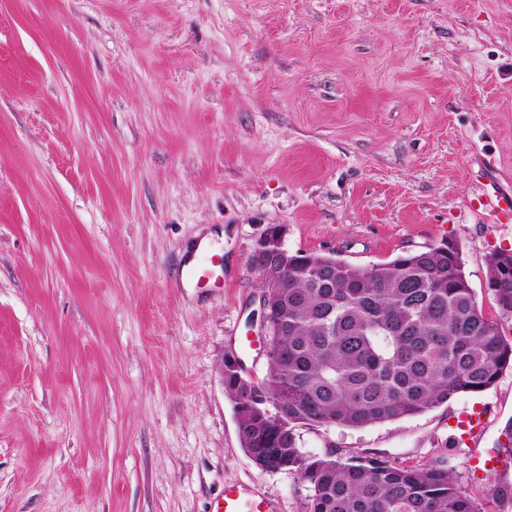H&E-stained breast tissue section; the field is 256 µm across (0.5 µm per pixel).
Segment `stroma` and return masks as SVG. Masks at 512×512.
I'll use <instances>...</instances> for the list:
<instances>
[{
	"label": "stroma",
	"instance_id": "35a3bbf8",
	"mask_svg": "<svg viewBox=\"0 0 512 512\" xmlns=\"http://www.w3.org/2000/svg\"><path fill=\"white\" fill-rule=\"evenodd\" d=\"M512 0H0V512H212L294 471L240 446L218 362L247 345L273 225L291 252L373 267L453 242L488 318L512 252ZM224 266L181 269L207 233ZM480 409L473 474L448 421ZM512 370L361 429L304 425L305 457L443 463L512 512ZM481 203L498 217L510 219L512 216V195L510 193L496 191L492 195H484ZM488 289L502 317L512 319V253H496L489 259Z\"/></svg>",
	"mask_w": 512,
	"mask_h": 512
}]
</instances>
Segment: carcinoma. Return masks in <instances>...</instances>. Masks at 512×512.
<instances>
[{"label":"carcinoma","instance_id":"1","mask_svg":"<svg viewBox=\"0 0 512 512\" xmlns=\"http://www.w3.org/2000/svg\"><path fill=\"white\" fill-rule=\"evenodd\" d=\"M288 266L260 288L278 290L268 372L258 384L224 361L241 447L264 470L309 485L308 512H481L441 465L382 458L308 459L295 427L367 426L416 416L483 392L512 369V340L479 306L455 244L406 252L372 268L321 255L326 269ZM488 289L512 319V253L489 259Z\"/></svg>","mask_w":512,"mask_h":512}]
</instances>
